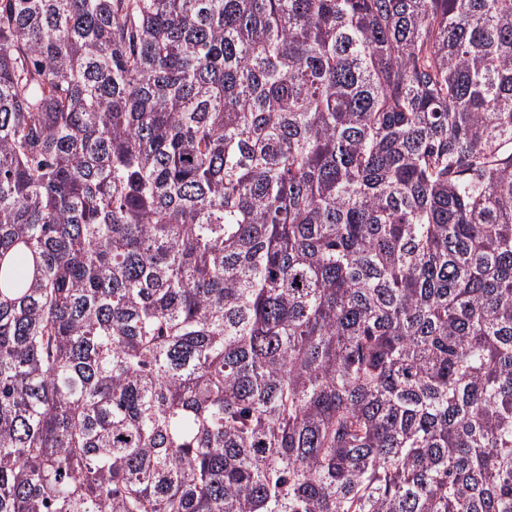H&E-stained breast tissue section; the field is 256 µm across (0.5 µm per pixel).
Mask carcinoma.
Returning a JSON list of instances; mask_svg holds the SVG:
<instances>
[{
	"label": "carcinoma",
	"mask_w": 512,
	"mask_h": 512,
	"mask_svg": "<svg viewBox=\"0 0 512 512\" xmlns=\"http://www.w3.org/2000/svg\"><path fill=\"white\" fill-rule=\"evenodd\" d=\"M0 512H512V0H0Z\"/></svg>",
	"instance_id": "obj_1"
}]
</instances>
